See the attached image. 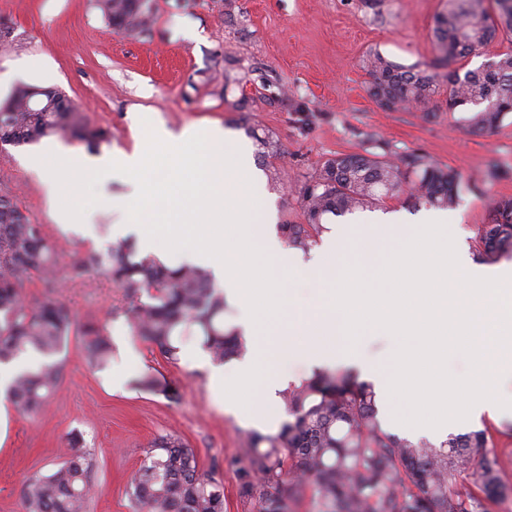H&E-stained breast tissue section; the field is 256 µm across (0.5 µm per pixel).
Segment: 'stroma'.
Instances as JSON below:
<instances>
[{
	"instance_id": "35a3bbf8",
	"label": "stroma",
	"mask_w": 512,
	"mask_h": 512,
	"mask_svg": "<svg viewBox=\"0 0 512 512\" xmlns=\"http://www.w3.org/2000/svg\"><path fill=\"white\" fill-rule=\"evenodd\" d=\"M445 6V0H152V35L143 38L109 25L94 0H0V23L10 28L0 39V104L20 85L60 89L90 127L111 130L102 155L131 150L149 125L219 126L250 150L255 144L246 127L272 134L280 153L256 167L267 179L273 226L302 223L300 189L326 158L375 141L416 151L459 173L462 200L448 221L471 243L492 202L512 197V116L493 134L475 135L442 100L428 119L417 110L390 112L368 95L362 66L373 49L404 64L431 63L434 18ZM228 72L236 84L225 85ZM281 90L287 102L278 101ZM295 103L303 112L292 111ZM37 150L0 147V193L13 195L67 252L105 250L111 239L100 226L111 222V209L94 206L85 234L55 223L42 175L29 164ZM432 212L394 199L342 222L422 224ZM25 294L32 303L52 296L69 304L78 321L108 325L116 353L108 369L93 368L83 337H69L61 353L64 378L43 409L28 415L6 404L0 512H21L25 480L65 460L74 431L96 458L89 512H131L127 485L149 442L166 432L180 436L202 470L221 480L225 512H249L231 465L248 429L242 415L226 413L216 398L210 365L193 358L197 343H187L177 360L163 357L113 320V307L125 299L101 276L66 280L51 291L31 284ZM145 370L164 377L175 395L131 388L130 379Z\"/></svg>"
}]
</instances>
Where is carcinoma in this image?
<instances>
[{
	"instance_id": "carcinoma-1",
	"label": "carcinoma",
	"mask_w": 512,
	"mask_h": 512,
	"mask_svg": "<svg viewBox=\"0 0 512 512\" xmlns=\"http://www.w3.org/2000/svg\"><path fill=\"white\" fill-rule=\"evenodd\" d=\"M448 0L434 21L437 56L432 64L405 65L371 51L363 60L367 91L391 112L419 107L435 115L434 103L448 93V110L466 113V130L491 134L512 114V52L496 55L481 67L459 62L496 40L512 42V0ZM112 26L133 36L151 33V0H96ZM27 86L17 87L0 107V142L30 145L43 138L76 132L89 148L109 140L91 129L79 112L33 106ZM247 133L267 158L279 153L272 137ZM460 176L414 152L369 150L327 158L304 183L300 205L304 223L281 224L289 247L310 251L326 231L323 219L375 208L387 199L408 207L443 209L458 205ZM476 256L486 263L512 258V197L492 204L489 222L479 228ZM63 250L43 224H34L8 194L0 195V364L39 358L34 368L17 372L7 397L23 412L37 413L61 383L64 366L56 359L69 336L85 339L91 365L106 368L114 347L106 327L79 323L71 307L47 297L29 304L25 285L56 287L59 271L72 281L101 273L122 289L127 305L112 309L136 336L162 356L175 360L180 343L196 336L212 362L222 365L246 350L236 327L225 320L229 306L223 289L202 268L170 267L139 253L124 240L106 252H90L61 263ZM134 388L165 392L149 372L138 374ZM373 384L350 372L314 373L282 393L288 419L274 433L253 431L232 462L239 495L250 512H288V501L316 491V512H487L486 502L505 496L508 465L495 456V435L512 438V425L449 436L440 444L386 432L378 418ZM72 452L52 473L23 484V512H86L93 486V458L70 438ZM126 494L133 512H224V486L204 472L193 449L176 434L156 436Z\"/></svg>"
}]
</instances>
